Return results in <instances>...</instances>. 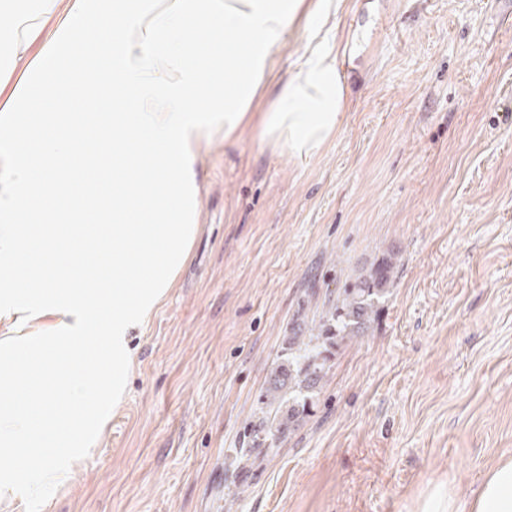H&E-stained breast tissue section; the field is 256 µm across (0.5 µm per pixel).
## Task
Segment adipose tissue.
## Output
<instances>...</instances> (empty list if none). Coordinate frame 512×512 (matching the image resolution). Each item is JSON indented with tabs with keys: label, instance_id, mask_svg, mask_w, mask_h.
I'll return each instance as SVG.
<instances>
[{
	"label": "adipose tissue",
	"instance_id": "adipose-tissue-1",
	"mask_svg": "<svg viewBox=\"0 0 512 512\" xmlns=\"http://www.w3.org/2000/svg\"><path fill=\"white\" fill-rule=\"evenodd\" d=\"M336 0H0V503L90 459L199 227L198 148L253 128L306 162L339 132ZM308 47L269 106L273 51ZM472 512H512V458Z\"/></svg>",
	"mask_w": 512,
	"mask_h": 512
}]
</instances>
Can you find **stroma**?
<instances>
[{
	"label": "stroma",
	"instance_id": "35a3bbf8",
	"mask_svg": "<svg viewBox=\"0 0 512 512\" xmlns=\"http://www.w3.org/2000/svg\"><path fill=\"white\" fill-rule=\"evenodd\" d=\"M349 106L306 163L253 131L199 150L200 230L131 336L124 401L43 512H458L512 457V16L338 0ZM378 320L248 477L230 453L298 309L383 254Z\"/></svg>",
	"mask_w": 512,
	"mask_h": 512
}]
</instances>
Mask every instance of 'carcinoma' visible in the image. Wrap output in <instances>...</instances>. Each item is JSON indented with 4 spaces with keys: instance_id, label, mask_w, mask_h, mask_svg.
Here are the masks:
<instances>
[{
    "instance_id": "1",
    "label": "carcinoma",
    "mask_w": 512,
    "mask_h": 512,
    "mask_svg": "<svg viewBox=\"0 0 512 512\" xmlns=\"http://www.w3.org/2000/svg\"><path fill=\"white\" fill-rule=\"evenodd\" d=\"M396 279V262L386 256L356 279L328 295L318 316H294L284 353L266 377L259 396L258 422L249 425L247 447L236 449V470L249 473L274 443L292 435L309 416L312 394L330 369L332 349L363 336L376 321L378 304Z\"/></svg>"
}]
</instances>
